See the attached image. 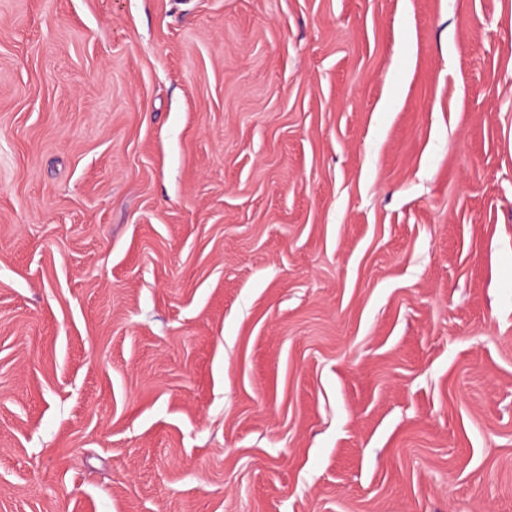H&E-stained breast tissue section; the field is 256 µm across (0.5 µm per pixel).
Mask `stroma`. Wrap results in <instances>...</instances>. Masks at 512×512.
<instances>
[{"instance_id":"obj_1","label":"stroma","mask_w":512,"mask_h":512,"mask_svg":"<svg viewBox=\"0 0 512 512\" xmlns=\"http://www.w3.org/2000/svg\"><path fill=\"white\" fill-rule=\"evenodd\" d=\"M0 512H512V0H0Z\"/></svg>"}]
</instances>
